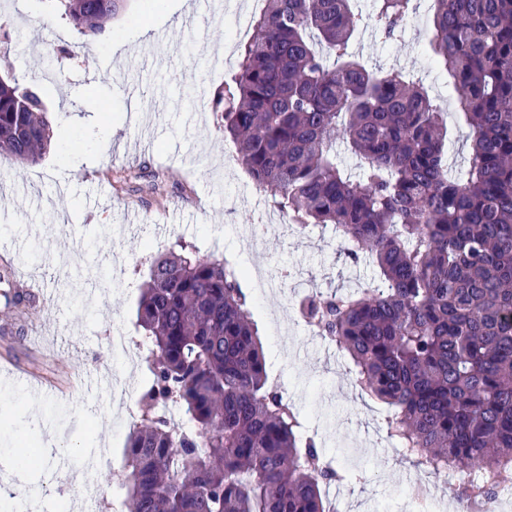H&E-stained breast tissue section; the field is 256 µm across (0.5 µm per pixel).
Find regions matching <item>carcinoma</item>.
<instances>
[{
	"label": "carcinoma",
	"instance_id": "1",
	"mask_svg": "<svg viewBox=\"0 0 512 512\" xmlns=\"http://www.w3.org/2000/svg\"><path fill=\"white\" fill-rule=\"evenodd\" d=\"M55 2L91 40L116 14L114 0ZM413 2L373 0L377 31L393 38ZM359 22L351 0H265L211 112L291 223L369 258L377 276L360 290L307 296L299 311L385 406L403 458L476 508L512 479V0H434L430 56L469 129L457 177L425 87L350 52ZM340 135L356 177L337 162ZM50 146L39 91L0 77V156L35 165ZM242 279L183 241L150 260L125 512H331L322 486L345 475L270 381ZM167 403L186 425L158 414Z\"/></svg>",
	"mask_w": 512,
	"mask_h": 512
}]
</instances>
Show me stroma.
I'll return each instance as SVG.
<instances>
[{
    "label": "stroma",
    "instance_id": "stroma-1",
    "mask_svg": "<svg viewBox=\"0 0 512 512\" xmlns=\"http://www.w3.org/2000/svg\"><path fill=\"white\" fill-rule=\"evenodd\" d=\"M356 4L363 22L352 52L371 70L394 68L428 88L448 122V164L464 170L467 128L428 51L433 0H415L392 42L373 27L372 0ZM239 5L220 14L196 0H166L156 11L125 0L109 40L91 41L50 0H0V75L43 91L54 131L38 164L0 167V252L19 254L15 279L46 293L26 317L7 316L0 283V512L17 510L4 461L29 450L39 455L27 488L40 512H123L124 447L147 376L141 348L116 359L107 338L134 331L150 256L180 240L261 268L262 279L244 286L270 379L320 451L367 475L324 485L337 512H392L407 497L423 512L422 487L381 428L383 405L358 395L346 356L297 312L303 296L353 289L373 266L351 263L330 230L275 217L210 110L263 0ZM11 363L65 396L33 395ZM107 371L111 387L71 386Z\"/></svg>",
    "mask_w": 512,
    "mask_h": 512
}]
</instances>
